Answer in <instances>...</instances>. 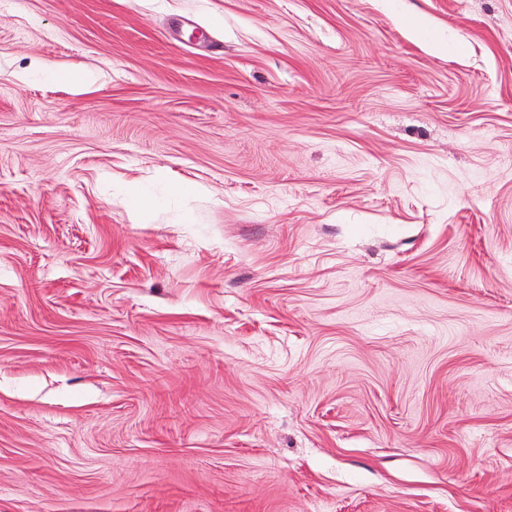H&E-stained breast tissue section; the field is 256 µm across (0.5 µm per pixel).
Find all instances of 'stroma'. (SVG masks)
Masks as SVG:
<instances>
[{
	"label": "stroma",
	"mask_w": 512,
	"mask_h": 512,
	"mask_svg": "<svg viewBox=\"0 0 512 512\" xmlns=\"http://www.w3.org/2000/svg\"><path fill=\"white\" fill-rule=\"evenodd\" d=\"M0 512H512V0H0Z\"/></svg>",
	"instance_id": "stroma-1"
}]
</instances>
